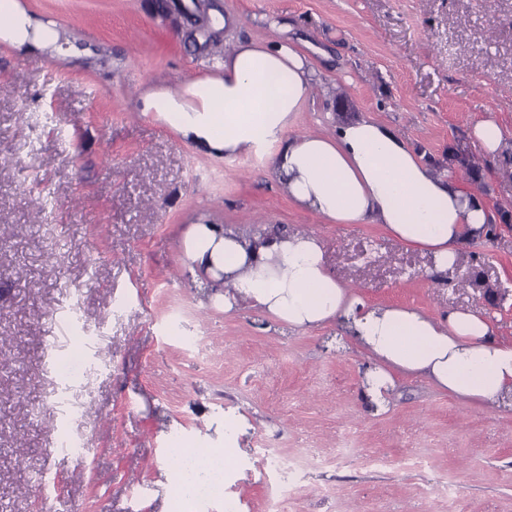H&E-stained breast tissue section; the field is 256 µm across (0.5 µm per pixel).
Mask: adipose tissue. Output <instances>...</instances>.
I'll return each instance as SVG.
<instances>
[{
    "label": "adipose tissue",
    "instance_id": "obj_1",
    "mask_svg": "<svg viewBox=\"0 0 512 512\" xmlns=\"http://www.w3.org/2000/svg\"><path fill=\"white\" fill-rule=\"evenodd\" d=\"M0 41L19 54L63 62L74 44L22 0H0ZM316 72L288 41H251L225 55L222 71L176 92L141 94L182 138L216 157L270 158L273 173L299 207L333 224H379L401 243L432 253L437 271L453 265L494 219L481 193L440 173L393 129L356 116L329 135L288 136L311 96ZM196 259L224 278V308L249 305L292 329L339 321L373 365L365 393L382 403L398 374L426 378L453 396L484 405L512 400V342L497 339L481 312L452 310L440 320L404 305L379 306L348 288L327 265L313 234L201 225ZM181 497L193 499L223 468L182 449Z\"/></svg>",
    "mask_w": 512,
    "mask_h": 512
}]
</instances>
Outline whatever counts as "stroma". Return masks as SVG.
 Returning <instances> with one entry per match:
<instances>
[{"label": "stroma", "mask_w": 512, "mask_h": 512, "mask_svg": "<svg viewBox=\"0 0 512 512\" xmlns=\"http://www.w3.org/2000/svg\"><path fill=\"white\" fill-rule=\"evenodd\" d=\"M24 3L87 52L60 66L0 43V512H178L175 443L220 448L228 426L239 464L187 512H266L284 481L288 512H512L511 408L409 376L377 405L341 326L225 312L222 281L189 250L202 222L309 229L375 303L476 308L512 339V0ZM275 31L319 79L293 133L363 115L482 189L495 220L447 272L381 225L296 208L270 165L213 157L142 111L144 89L205 77L226 44ZM484 117L507 147L482 161L469 130ZM52 392L84 401L83 417L49 412ZM75 438L84 452L56 446ZM268 448L295 469L269 471ZM414 454L428 467L407 469Z\"/></svg>", "instance_id": "stroma-1"}]
</instances>
